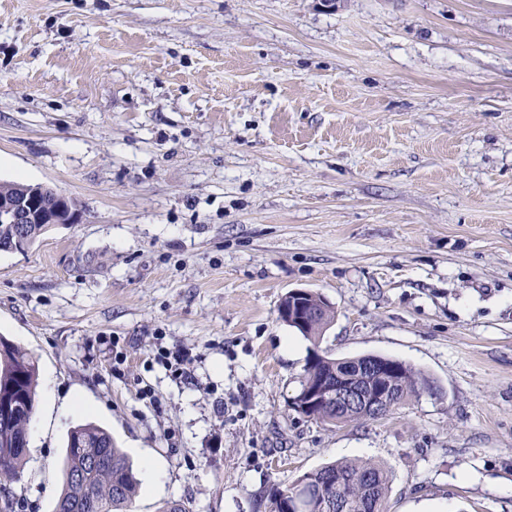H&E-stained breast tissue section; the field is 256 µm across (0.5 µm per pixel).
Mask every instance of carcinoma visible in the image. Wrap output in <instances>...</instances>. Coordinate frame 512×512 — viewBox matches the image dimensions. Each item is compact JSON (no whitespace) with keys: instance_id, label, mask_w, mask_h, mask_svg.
<instances>
[{"instance_id":"carcinoma-1","label":"carcinoma","mask_w":512,"mask_h":512,"mask_svg":"<svg viewBox=\"0 0 512 512\" xmlns=\"http://www.w3.org/2000/svg\"><path fill=\"white\" fill-rule=\"evenodd\" d=\"M334 358L306 360L299 388H313L347 369ZM351 373L357 368L351 367ZM38 365L24 348L0 337V401L9 406L0 420V470L16 477L25 462L28 424L37 400ZM432 388L430 380L411 367L398 387L404 401ZM63 489L56 512H128L138 482L132 464L102 427L87 422L70 429L62 458ZM339 479L334 486L327 477ZM316 500L331 493L339 500L334 512H387L388 472L358 459L329 463L297 478Z\"/></svg>"}]
</instances>
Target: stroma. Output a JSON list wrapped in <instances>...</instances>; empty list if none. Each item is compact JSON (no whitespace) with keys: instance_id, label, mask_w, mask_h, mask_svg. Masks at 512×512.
I'll return each mask as SVG.
<instances>
[{"instance_id":"35a3bbf8","label":"stroma","mask_w":512,"mask_h":512,"mask_svg":"<svg viewBox=\"0 0 512 512\" xmlns=\"http://www.w3.org/2000/svg\"><path fill=\"white\" fill-rule=\"evenodd\" d=\"M12 181L82 214L0 252V336L38 363L15 512H56L88 421L131 512H269L346 459L388 512H512V0H0ZM295 288L335 310L319 345L278 318ZM315 348L433 390L303 418ZM403 382L404 385L397 389L400 402L413 396H419L421 393L432 388L430 380L412 366L408 369Z\"/></svg>"}]
</instances>
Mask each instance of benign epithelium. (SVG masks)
<instances>
[{"mask_svg": "<svg viewBox=\"0 0 512 512\" xmlns=\"http://www.w3.org/2000/svg\"><path fill=\"white\" fill-rule=\"evenodd\" d=\"M81 212L74 207L70 198L57 190H47L42 185L31 187L20 198L0 196V224H41L47 231L60 224H76ZM311 292L305 289H292L281 299L279 318L292 322L301 330L319 318L321 311L309 308L308 311L288 306V301L296 297H308ZM361 368L368 369L373 382L368 386H357L345 376L337 378L335 384H324L311 390L296 393L289 400V407L297 414L306 417L316 407L321 406L338 414L360 409L370 421L384 418L394 408L396 387L399 378L405 373L406 365H399L379 355H366Z\"/></svg>", "mask_w": 512, "mask_h": 512, "instance_id": "7a95c632", "label": "benign epithelium"}]
</instances>
